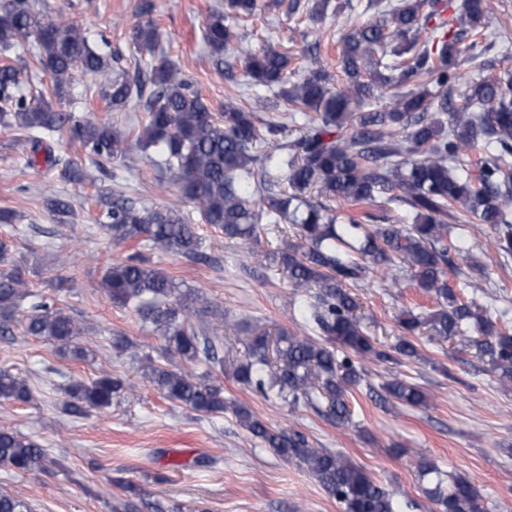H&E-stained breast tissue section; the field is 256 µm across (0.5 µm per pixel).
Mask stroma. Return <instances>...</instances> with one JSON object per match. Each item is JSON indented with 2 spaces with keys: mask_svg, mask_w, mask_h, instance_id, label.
I'll return each mask as SVG.
<instances>
[{
  "mask_svg": "<svg viewBox=\"0 0 512 512\" xmlns=\"http://www.w3.org/2000/svg\"><path fill=\"white\" fill-rule=\"evenodd\" d=\"M215 0H36V9L62 14L87 29L92 42L107 38L128 73L149 70L151 60L129 46L133 27L154 21L161 33L156 53L188 75L196 89L220 108L226 95L273 125L268 143L299 136L302 116L292 115L272 92L250 86L245 58L266 46L292 43L293 67H304L303 52L319 47L324 63L336 69L335 41L348 24L368 20L366 0H331L338 12L328 13L315 36L293 35L284 10L263 9L253 26L240 28L228 58L231 75L212 61L203 39L205 18ZM465 82L512 73V0H491L490 24L479 45L460 57ZM69 111L76 116L118 123L135 143L144 123L142 103L128 110L108 109L95 78L74 73ZM54 155L76 159L89 171L82 181L64 178L60 170L26 166L30 140L26 133L0 127V209L15 220L0 223V240L8 241L25 269L33 291L55 299L58 308L87 326L94 362L62 357L55 344L25 335L0 336V368L29 384L27 403L0 404V426L39 441L63 466L52 473L19 475L0 465V492L18 496L33 512H112L125 499L122 482L139 486L145 501L179 503L183 512H341L303 468L285 464L273 450L261 447L238 425L232 412L203 415L167 400L144 376L139 356H159L163 340L133 310L112 302L101 288L106 267L134 252L142 254L194 289L226 319L239 323V335L224 338V351L235 354L248 342L249 331L313 335L293 302L290 283L270 263V253L284 250L283 234L268 231L258 241L227 240L202 223L197 204L186 202L183 214L198 225L204 255L197 260L175 256L147 245L116 243L97 219L103 198L122 193L145 207L167 204L180 189L160 177L150 160L128 171L108 162L107 172L95 170L67 135L55 136ZM65 195L72 206L66 221L47 210L38 193ZM449 246L470 249L484 272L464 269L471 281L465 295L491 314L512 313V255L497 251L487 224L470 223L454 230ZM372 336L389 350L398 334L395 317L403 304L423 302L412 279L402 289L390 287L382 275H370L351 289ZM128 337L136 354H116L113 336ZM419 362L366 363L365 375L350 398L353 421L338 426L309 407L289 409L243 388L231 371L216 374L226 400L248 407L271 428L298 430L317 448L343 453L379 481L399 487L412 506L408 512H437L427 497L429 483L416 471L418 458L432 460L445 473L462 475L483 493L488 512H512V389L501 386L485 365L453 352L447 343L420 335ZM122 377L133 394L113 400L111 407L72 416L63 409L64 388L99 370ZM401 378L425 392L426 405L385 403L384 383Z\"/></svg>",
  "mask_w": 512,
  "mask_h": 512,
  "instance_id": "1",
  "label": "stroma"
}]
</instances>
